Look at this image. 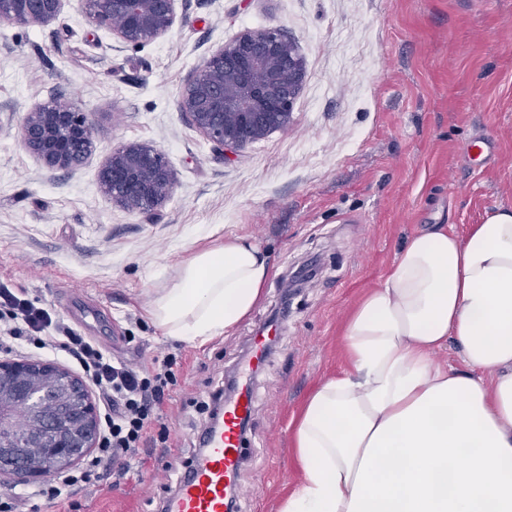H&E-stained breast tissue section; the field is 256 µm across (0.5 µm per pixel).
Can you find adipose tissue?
Masks as SVG:
<instances>
[{
    "label": "adipose tissue",
    "mask_w": 512,
    "mask_h": 512,
    "mask_svg": "<svg viewBox=\"0 0 512 512\" xmlns=\"http://www.w3.org/2000/svg\"><path fill=\"white\" fill-rule=\"evenodd\" d=\"M272 274L250 237L229 236L179 264L148 315L204 343ZM342 336L349 367L295 422L303 479L280 512H512V209L462 236L442 224L411 236ZM451 341L462 368L432 358Z\"/></svg>",
    "instance_id": "ef3b65f1"
}]
</instances>
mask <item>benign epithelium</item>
I'll return each mask as SVG.
<instances>
[{
    "label": "benign epithelium",
    "instance_id": "obj_1",
    "mask_svg": "<svg viewBox=\"0 0 512 512\" xmlns=\"http://www.w3.org/2000/svg\"><path fill=\"white\" fill-rule=\"evenodd\" d=\"M177 0H79L87 19L117 41L141 46L167 34ZM65 0H0V23L47 25ZM306 77L298 45L277 28L245 30L213 50L185 83L178 110L206 140L237 150L288 127ZM20 138L48 171H70L96 150L91 114L74 103L41 102L24 113ZM100 194L131 212L157 208L175 175L165 153L139 142L117 145L97 175ZM28 414L18 424L19 410ZM99 409L66 367L0 359V479L40 484L96 447Z\"/></svg>",
    "mask_w": 512,
    "mask_h": 512
}]
</instances>
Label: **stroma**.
<instances>
[{"label":"stroma","mask_w":512,"mask_h":512,"mask_svg":"<svg viewBox=\"0 0 512 512\" xmlns=\"http://www.w3.org/2000/svg\"><path fill=\"white\" fill-rule=\"evenodd\" d=\"M176 14L138 48L91 25L77 0L43 26L0 24V283L116 356L176 360L166 446L101 468L71 512H155L166 463L196 438L191 399L213 370L232 375L283 306L289 274L308 267L256 375L239 473V512H278L302 479L292 423L347 367V313L410 236L431 224L462 236L512 209V0H178ZM270 27L305 58L292 121L215 150L179 112L181 90L212 50ZM53 98L94 119L97 149L69 172L47 171L20 140L23 114ZM478 138L487 150L467 155ZM126 142L157 146L175 173L153 211L123 210L97 189L103 158ZM231 235L253 237L276 271L260 301L205 344L162 335L147 314L156 289Z\"/></svg>","instance_id":"stroma-1"}]
</instances>
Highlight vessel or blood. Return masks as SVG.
Masks as SVG:
<instances>
[{
	"instance_id": "vessel-or-blood-1",
	"label": "vessel or blood",
	"mask_w": 512,
	"mask_h": 512,
	"mask_svg": "<svg viewBox=\"0 0 512 512\" xmlns=\"http://www.w3.org/2000/svg\"><path fill=\"white\" fill-rule=\"evenodd\" d=\"M271 336L255 337L249 361L231 394L202 436V450L178 478L167 497L164 512H224V500L239 495L238 475L245 458L240 434L241 422L250 417L255 402L253 374L255 364L264 361Z\"/></svg>"
}]
</instances>
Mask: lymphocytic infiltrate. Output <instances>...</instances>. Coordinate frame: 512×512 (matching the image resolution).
<instances>
[{"label": "lymphocytic infiltrate", "instance_id": "lymphocytic-infiltrate-1", "mask_svg": "<svg viewBox=\"0 0 512 512\" xmlns=\"http://www.w3.org/2000/svg\"><path fill=\"white\" fill-rule=\"evenodd\" d=\"M31 345L63 351L98 392L103 408L98 448L85 469L68 472L36 493L0 495V512H23L33 497L64 502L85 483L90 469L127 458L141 443L165 437L159 410L177 382L171 357L151 363L112 357L109 349L81 336L51 309L34 304L24 291L0 285V350Z\"/></svg>", "mask_w": 512, "mask_h": 512}]
</instances>
